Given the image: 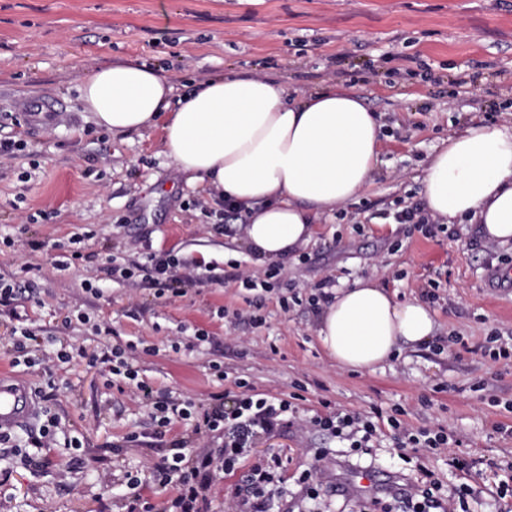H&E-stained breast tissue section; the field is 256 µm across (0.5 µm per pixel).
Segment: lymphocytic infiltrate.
I'll return each mask as SVG.
<instances>
[{"mask_svg": "<svg viewBox=\"0 0 512 512\" xmlns=\"http://www.w3.org/2000/svg\"><path fill=\"white\" fill-rule=\"evenodd\" d=\"M113 274L129 280L139 278L141 284L155 288L158 294L177 292L181 286L200 281V274L189 265L176 263L169 253L152 252L145 260L132 261L130 266H116ZM111 383L131 394L150 410L155 428L171 425L173 419H196V429L212 441L210 447L186 449L183 440L172 443L173 452L154 462V477L176 486L178 493L172 502H142L130 506L129 512H205V493L221 471L234 470L247 457L262 436L291 425L296 412L292 401L252 389L235 395L214 394L209 408L197 413L191 400L176 398L156 390L141 379L132 362L120 360L112 369ZM309 424L359 451L377 438V426L370 414L358 410L336 409L310 418ZM281 467L279 458L272 457L253 464L243 475L237 489L244 512H268L269 487ZM391 498L400 512H455L452 500L442 498L435 481L393 490Z\"/></svg>", "mask_w": 512, "mask_h": 512, "instance_id": "lymphocytic-infiltrate-1", "label": "lymphocytic infiltrate"}]
</instances>
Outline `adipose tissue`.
<instances>
[{
    "instance_id": "1",
    "label": "adipose tissue",
    "mask_w": 512,
    "mask_h": 512,
    "mask_svg": "<svg viewBox=\"0 0 512 512\" xmlns=\"http://www.w3.org/2000/svg\"><path fill=\"white\" fill-rule=\"evenodd\" d=\"M81 96L112 133L162 124L165 153L189 183L247 213L242 238L260 265L296 257L315 224L355 201L380 163L382 125L347 90L298 100L270 78L227 74L180 93L156 69L126 61L88 73ZM422 187L435 222L466 223L487 242H512V124H472L450 136L429 157ZM434 332L426 303L396 301L371 278L336 289L317 321L329 357L356 371Z\"/></svg>"
}]
</instances>
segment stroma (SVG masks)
<instances>
[{"label":"stroma","instance_id":"1","mask_svg":"<svg viewBox=\"0 0 512 512\" xmlns=\"http://www.w3.org/2000/svg\"><path fill=\"white\" fill-rule=\"evenodd\" d=\"M129 60L177 84L227 72L276 79L295 96L327 86L354 92L384 126L379 169L357 202L317 225L301 258L279 265L269 288L220 282L230 267L255 270L223 205L172 166L161 127L103 131L82 100L86 73ZM23 94L60 98L65 121L29 130L17 108ZM511 120L512 0H0V136L24 144L0 156V277L37 267L33 294L0 306V372L27 384L37 405L10 447L0 446V512H128L131 476L144 478L148 501L175 496L151 466L193 424L177 419L152 435L148 409L106 384L104 355L116 345L128 346L141 378L199 408L210 394L236 393L239 378L284 398L300 393L292 427L217 475L209 512H237L242 471L270 456L282 467L269 512H307L304 474L326 512H358L359 496L341 488L359 470L377 488L427 472L444 496L472 487L466 512H512L501 485L512 436L500 432L512 427V356H491L501 345L512 353V284L495 277L512 268V247L464 224L429 236L395 222L421 204L423 169L443 141L475 122ZM76 234L84 260L57 270ZM33 240L41 250H31ZM153 251L214 279L161 296L113 278L111 266ZM369 277L401 301L435 289L437 331L375 370L350 372L323 349L312 299L318 283L331 292ZM71 312L85 321L64 325ZM246 314L256 323L243 322ZM17 327L38 336L40 364L15 363ZM62 348L73 358L57 360ZM329 406L405 409L413 427H443L473 467L462 473L447 454L395 448L386 429L368 453L342 452L325 432L304 429ZM50 417L51 446L30 447ZM134 432L141 442H127ZM74 436L81 450L68 448ZM319 448L334 454L317 459Z\"/></svg>","mask_w":512,"mask_h":512}]
</instances>
